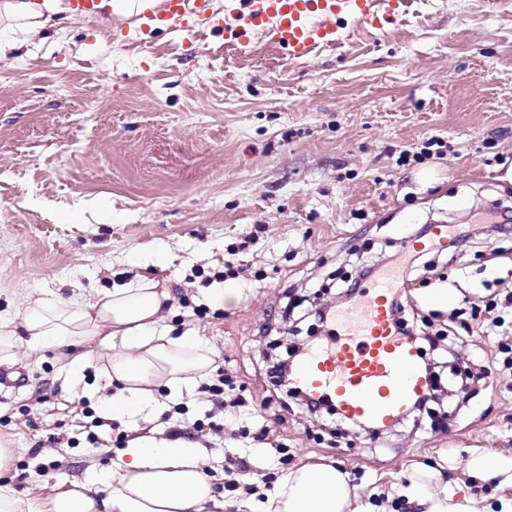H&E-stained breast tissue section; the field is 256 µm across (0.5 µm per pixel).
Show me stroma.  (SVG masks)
Wrapping results in <instances>:
<instances>
[{"label": "stroma", "instance_id": "35a3bbf8", "mask_svg": "<svg viewBox=\"0 0 512 512\" xmlns=\"http://www.w3.org/2000/svg\"><path fill=\"white\" fill-rule=\"evenodd\" d=\"M247 27L240 0H210L189 32L79 15L0 60V311L46 289L67 298L149 277L173 297L165 325L199 331L233 381L229 414L198 388L186 413L167 405L151 422L203 451L224 512H248L233 488L242 461L266 475L261 495L285 470L329 462L361 505L413 512L399 490L437 453L512 451V375L464 388L451 374L512 346L507 331L469 332L487 305L512 314V234L403 270L406 322L440 339L445 423L415 411L371 432L313 417L265 367L324 341L313 301L345 306L344 280L389 266L403 236L512 208V0H408L380 28L346 23L340 42L297 61L259 37L234 40ZM431 138L443 155L399 163ZM234 248L246 271L226 277ZM215 288L238 302L213 304ZM436 289L452 302L431 303ZM111 393L91 369L74 381L50 351L0 365V438L28 463L0 487L35 501L45 485L111 473L127 425L112 418L93 444L82 415H103ZM207 417L214 428L191 434Z\"/></svg>", "mask_w": 512, "mask_h": 512}]
</instances>
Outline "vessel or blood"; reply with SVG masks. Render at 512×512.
Wrapping results in <instances>:
<instances>
[{
    "instance_id": "1",
    "label": "vessel or blood",
    "mask_w": 512,
    "mask_h": 512,
    "mask_svg": "<svg viewBox=\"0 0 512 512\" xmlns=\"http://www.w3.org/2000/svg\"><path fill=\"white\" fill-rule=\"evenodd\" d=\"M253 32L279 46L288 57H306L316 45L339 40L337 20L369 24L374 0H244ZM207 0H162L147 21L188 27L191 16L206 12ZM448 227L434 225L431 236L407 237L410 253L440 249ZM399 281L383 273L364 287L350 311L338 316L329 346L311 351L299 361L295 380L313 398L333 404L346 419L384 426L403 417L428 389L423 355L415 340L393 320L391 293Z\"/></svg>"
}]
</instances>
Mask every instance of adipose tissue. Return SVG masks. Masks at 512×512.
Listing matches in <instances>:
<instances>
[{"mask_svg": "<svg viewBox=\"0 0 512 512\" xmlns=\"http://www.w3.org/2000/svg\"><path fill=\"white\" fill-rule=\"evenodd\" d=\"M65 0H0V57L20 50L32 32L56 24L68 14ZM168 289L139 278L109 289L78 291L64 298L52 291L29 297L19 311L0 314V365L10 363L15 346L29 352L53 351L75 378L87 368L106 377L112 389L106 408L126 420L130 436L112 469L111 483L87 481L51 488L38 502L10 491L0 493V512H222L224 502L197 448L156 437L147 424L163 405L191 393L213 364V352L199 335L171 336L160 330L170 301ZM107 349L94 364L95 349ZM469 476L500 477L512 484V452L471 453L464 464ZM441 460L409 477L401 493L421 512H479L457 488L428 490L438 469H456ZM349 475L331 464H306L280 476L263 500L248 498L250 512H364Z\"/></svg>", "mask_w": 512, "mask_h": 512, "instance_id": "adipose-tissue-1", "label": "adipose tissue"}]
</instances>
